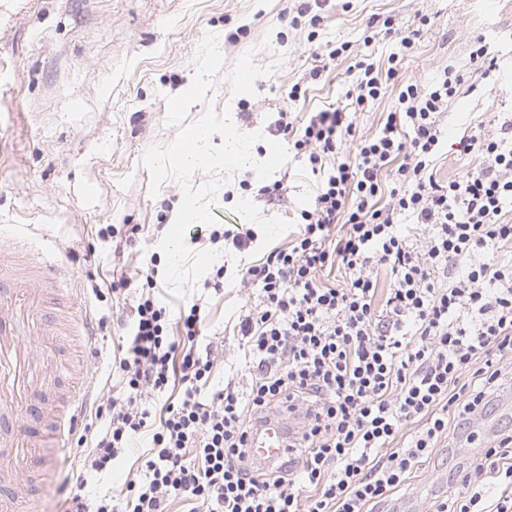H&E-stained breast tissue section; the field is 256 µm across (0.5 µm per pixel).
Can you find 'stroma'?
<instances>
[{
	"mask_svg": "<svg viewBox=\"0 0 512 512\" xmlns=\"http://www.w3.org/2000/svg\"><path fill=\"white\" fill-rule=\"evenodd\" d=\"M420 13L430 23L403 79L425 84L448 66L469 71L471 40L488 28L500 55L493 75L451 107L440 159L451 178L476 164L459 151L460 127L479 122L490 133L500 113H512V0H0V225H31L22 239L30 252L47 241L57 244L69 271L66 285L75 291L61 303L78 300L96 321L111 322L113 296L91 290L92 283L112 279L108 230L143 227L128 275L164 269L153 226L161 215H173L182 198L173 179L151 195L145 152L171 143L210 108L230 110L245 133L268 132L285 109L304 119L322 102L342 97L356 60L382 61L398 51L394 33L365 44L370 18L391 16L404 28ZM315 14L320 23L314 27ZM342 42L349 51L310 83L317 55ZM296 84L304 95L289 99ZM252 175L249 168L232 174L213 210L257 233L243 251L216 245L227 273L222 290L206 297V323L209 334L224 340L215 370L220 378L238 357L232 328L247 309L238 269L287 245L300 210L312 200L313 177L297 159L273 175L282 187L279 202L259 196L243 203L240 183ZM116 349V336L105 330L98 354L85 357L67 345L59 358L84 360L97 389L108 394ZM472 453L451 439L431 471L394 502L395 512H411L446 488Z\"/></svg>",
	"mask_w": 512,
	"mask_h": 512,
	"instance_id": "stroma-1",
	"label": "stroma"
}]
</instances>
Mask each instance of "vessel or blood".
Wrapping results in <instances>:
<instances>
[{"label":"vessel or blood","mask_w":512,"mask_h":512,"mask_svg":"<svg viewBox=\"0 0 512 512\" xmlns=\"http://www.w3.org/2000/svg\"><path fill=\"white\" fill-rule=\"evenodd\" d=\"M63 278L52 257L31 254L17 239L0 245V413L10 412L12 428L0 433V472L14 480L11 493L0 494V512H27L36 500V461L54 466L72 425L86 412L92 392L81 386L59 399L44 391L63 366L56 353L67 337L80 336L90 346L94 333L80 311L59 316L55 286ZM288 445L285 421L260 424L248 439L252 457L267 463L282 457Z\"/></svg>","instance_id":"vessel-or-blood-1"}]
</instances>
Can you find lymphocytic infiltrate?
Returning <instances> with one entry per match:
<instances>
[{"mask_svg":"<svg viewBox=\"0 0 512 512\" xmlns=\"http://www.w3.org/2000/svg\"><path fill=\"white\" fill-rule=\"evenodd\" d=\"M428 24L418 15L385 63L351 65L344 103L275 124L317 182L295 237L241 276L251 304L233 329V371L246 388L215 380L204 298L174 311L153 275L111 282L134 293L116 317L117 389L75 431V457L105 476L136 439L146 446L123 497L89 496L80 477L60 512H381L452 424L483 415L512 371V115L495 133L464 131L462 150L482 164L441 178L440 117L465 76L450 66L425 85L397 80ZM393 84L378 130L357 137V111ZM276 414L294 438L263 466L247 441ZM466 440L476 457L417 512H512L511 494L483 487L512 484V430Z\"/></svg>","mask_w":512,"mask_h":512,"instance_id":"lymphocytic-infiltrate-1","label":"lymphocytic infiltrate"}]
</instances>
